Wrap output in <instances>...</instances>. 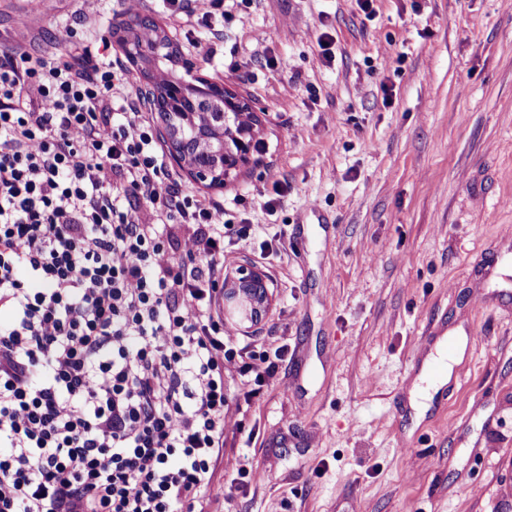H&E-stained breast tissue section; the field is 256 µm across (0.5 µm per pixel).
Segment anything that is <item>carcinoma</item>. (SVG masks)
I'll return each mask as SVG.
<instances>
[{
    "label": "carcinoma",
    "instance_id": "cac0c4a2",
    "mask_svg": "<svg viewBox=\"0 0 512 512\" xmlns=\"http://www.w3.org/2000/svg\"><path fill=\"white\" fill-rule=\"evenodd\" d=\"M112 35L128 60L149 85L148 103L163 125L168 153L190 176L208 165V186L221 188L237 177L250 160L243 158L238 140L249 152L263 146L264 125L245 99L192 74L179 47L165 29L137 9L112 27ZM223 105L227 116L217 115Z\"/></svg>",
    "mask_w": 512,
    "mask_h": 512
}]
</instances>
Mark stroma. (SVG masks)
Segmentation results:
<instances>
[{
  "instance_id": "stroma-1",
  "label": "stroma",
  "mask_w": 512,
  "mask_h": 512,
  "mask_svg": "<svg viewBox=\"0 0 512 512\" xmlns=\"http://www.w3.org/2000/svg\"><path fill=\"white\" fill-rule=\"evenodd\" d=\"M24 2L0 0V48L47 60L98 49L125 14L56 0L23 29ZM142 11L265 125L257 164L194 187L247 197L258 230L224 269L257 268L272 298L239 330L288 347L251 401L226 377L255 438L224 457L259 478L218 467L210 512H512V0H238L194 45L160 0ZM475 329L416 419L425 353Z\"/></svg>"
}]
</instances>
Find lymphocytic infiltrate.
Wrapping results in <instances>:
<instances>
[{"label": "lymphocytic infiltrate", "mask_w": 512, "mask_h": 512, "mask_svg": "<svg viewBox=\"0 0 512 512\" xmlns=\"http://www.w3.org/2000/svg\"><path fill=\"white\" fill-rule=\"evenodd\" d=\"M162 3L224 24V0ZM229 208L175 178L111 58L0 51V512H205L246 431L227 371L253 388L287 353L220 313L224 242L254 230Z\"/></svg>", "instance_id": "f902f5d3"}]
</instances>
